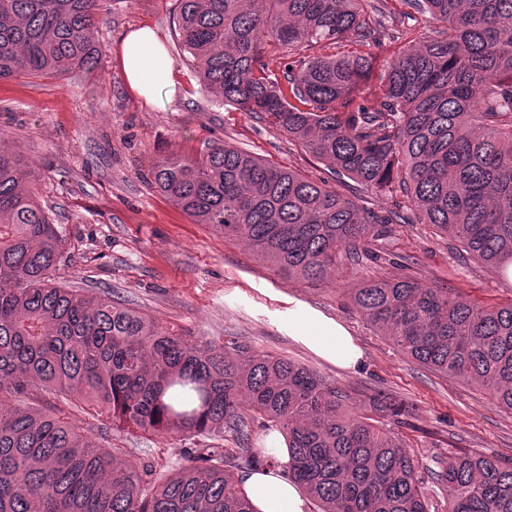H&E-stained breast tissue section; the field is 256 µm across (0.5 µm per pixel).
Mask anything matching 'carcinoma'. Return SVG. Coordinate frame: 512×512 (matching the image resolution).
I'll use <instances>...</instances> for the list:
<instances>
[{"label":"carcinoma","instance_id":"1","mask_svg":"<svg viewBox=\"0 0 512 512\" xmlns=\"http://www.w3.org/2000/svg\"><path fill=\"white\" fill-rule=\"evenodd\" d=\"M370 0H177L176 32L200 85L264 115L332 176L406 197L378 212L224 140L157 159L146 179L197 224L246 239L277 271L321 283L342 260L395 269L349 290L370 326L413 362L477 384L512 411V302L484 306L425 286L379 249L395 224H430L502 274L512 264V0H414L440 27L382 64ZM107 0H0V79L90 72ZM291 58L270 78L267 48ZM67 236L24 159L0 151V512H253L227 467L271 462L253 432L288 442L290 474L316 512H512V462L464 450L432 472L400 427L392 393L343 388L286 357L165 329L60 275ZM59 396L91 415L78 427ZM229 437L182 448L179 469L119 458L108 425ZM441 486L430 495L428 479Z\"/></svg>","mask_w":512,"mask_h":512}]
</instances>
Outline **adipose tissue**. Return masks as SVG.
<instances>
[{
    "label": "adipose tissue",
    "mask_w": 512,
    "mask_h": 512,
    "mask_svg": "<svg viewBox=\"0 0 512 512\" xmlns=\"http://www.w3.org/2000/svg\"><path fill=\"white\" fill-rule=\"evenodd\" d=\"M119 60L130 88L146 102H157L160 88L173 83L170 58L151 28L127 33L119 46ZM288 336L322 360L347 371L356 369L364 358L362 348L344 324L303 301L288 306ZM266 443L273 465L239 473L237 483L255 512H308L304 493L287 477L291 457L285 439L274 431Z\"/></svg>",
    "instance_id": "adipose-tissue-1"
}]
</instances>
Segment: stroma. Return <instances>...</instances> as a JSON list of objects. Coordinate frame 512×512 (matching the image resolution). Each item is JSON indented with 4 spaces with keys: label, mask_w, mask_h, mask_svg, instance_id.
Returning <instances> with one entry per match:
<instances>
[{
    "label": "stroma",
    "mask_w": 512,
    "mask_h": 512,
    "mask_svg": "<svg viewBox=\"0 0 512 512\" xmlns=\"http://www.w3.org/2000/svg\"><path fill=\"white\" fill-rule=\"evenodd\" d=\"M176 0H108L90 75L0 80V150L21 155L43 202L68 237L65 273L87 295L106 293L164 327L212 340H237L257 353L285 356L359 391L383 389L417 409L406 430L412 451L431 466L457 449L512 459V412L485 390L450 380L401 355L349 304L348 290L379 266L344 265L340 277L311 286L275 272L243 242L198 224L145 177L158 158L190 156L223 139L262 159L322 176L321 164L269 121L222 102L198 82L172 22ZM152 27L172 60L175 92L164 106L133 92L117 61L124 32ZM390 250L406 257L419 282L456 289L481 304L512 301V282L489 272L428 224H399ZM310 304L342 322L365 363L345 371L288 336V302ZM125 457L150 456L171 474L182 447L215 440L111 432Z\"/></svg>",
    "instance_id": "35a3bbf8"
}]
</instances>
